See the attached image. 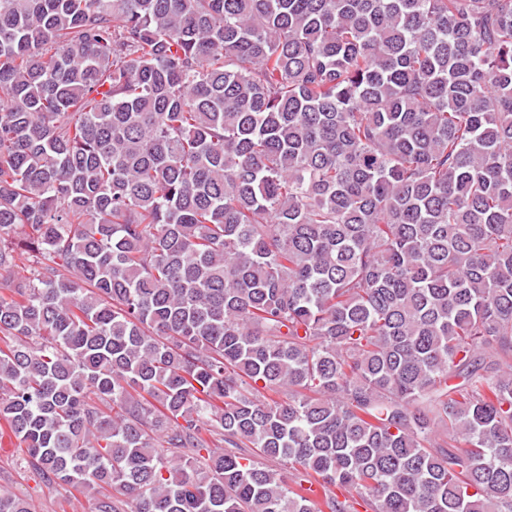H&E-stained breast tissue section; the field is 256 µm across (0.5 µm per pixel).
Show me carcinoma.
<instances>
[{
    "label": "carcinoma",
    "mask_w": 512,
    "mask_h": 512,
    "mask_svg": "<svg viewBox=\"0 0 512 512\" xmlns=\"http://www.w3.org/2000/svg\"><path fill=\"white\" fill-rule=\"evenodd\" d=\"M6 431L92 512H512V0H0Z\"/></svg>",
    "instance_id": "cac0c4a2"
}]
</instances>
